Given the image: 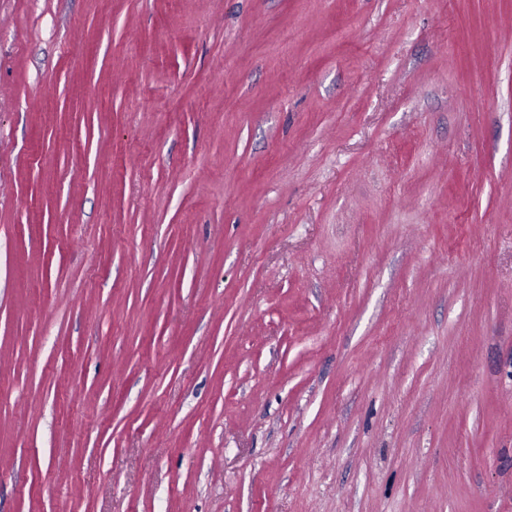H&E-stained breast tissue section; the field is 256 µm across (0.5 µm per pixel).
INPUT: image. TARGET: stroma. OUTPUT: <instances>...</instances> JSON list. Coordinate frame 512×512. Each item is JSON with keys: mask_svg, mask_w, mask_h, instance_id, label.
Returning a JSON list of instances; mask_svg holds the SVG:
<instances>
[{"mask_svg": "<svg viewBox=\"0 0 512 512\" xmlns=\"http://www.w3.org/2000/svg\"><path fill=\"white\" fill-rule=\"evenodd\" d=\"M0 512H512V0H0Z\"/></svg>", "mask_w": 512, "mask_h": 512, "instance_id": "stroma-1", "label": "stroma"}]
</instances>
